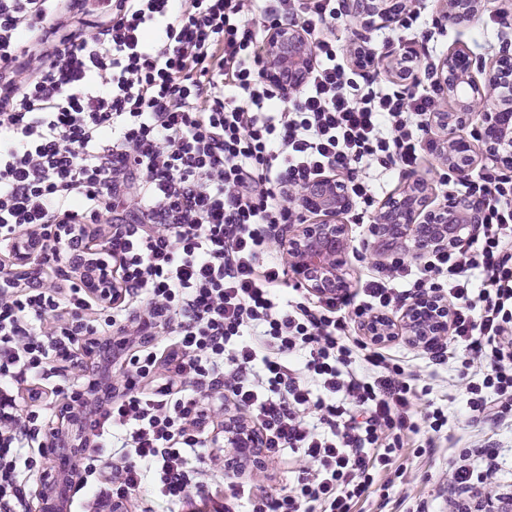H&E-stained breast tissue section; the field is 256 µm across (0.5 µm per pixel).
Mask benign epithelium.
Masks as SVG:
<instances>
[{
  "instance_id": "benign-epithelium-1",
  "label": "benign epithelium",
  "mask_w": 512,
  "mask_h": 512,
  "mask_svg": "<svg viewBox=\"0 0 512 512\" xmlns=\"http://www.w3.org/2000/svg\"><path fill=\"white\" fill-rule=\"evenodd\" d=\"M354 14L367 27L391 26L412 6V0H354ZM486 0H440L437 20L460 24L482 12ZM312 50L301 29L295 25L281 26L271 33L266 48L267 81L282 94L288 95L305 82ZM437 78L448 98L456 105L453 112L436 118L443 138L434 141L437 157L448 162V168L464 175L469 168L462 158H474L475 142L460 134L458 116L477 115L478 142L493 161L512 160V110L488 107L491 92L512 88V69L502 62L478 65L462 51H453L443 58ZM305 221L286 224L279 245L293 258L292 274L314 293L343 289L347 281L341 273L343 258L350 247L348 225L337 217L352 207L347 184L335 176H326L302 192ZM481 215L476 200L455 197L441 207H429L426 187L417 180L408 184L400 197L391 198L369 225L372 246L395 248L412 260H418L438 246L452 247L477 231ZM451 303L437 297H425L407 305L399 319L379 317L368 323L364 333L385 341L406 329L412 341L430 345L448 335ZM85 415L84 405L69 401L57 426L46 432L51 444L50 469L36 480L30 494L37 501L35 512H59L60 501L80 478L73 461L80 458L84 442L68 433ZM210 443L228 448L235 459H252L261 447L260 438L236 418L224 421V428Z\"/></svg>"
}]
</instances>
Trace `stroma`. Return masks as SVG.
Masks as SVG:
<instances>
[{"mask_svg": "<svg viewBox=\"0 0 512 512\" xmlns=\"http://www.w3.org/2000/svg\"><path fill=\"white\" fill-rule=\"evenodd\" d=\"M506 24L484 26L482 18L461 25L440 24L438 49L440 55L460 50L476 61H490L499 55L506 42H512V0H499ZM367 227H350L351 243L345 254L344 273L350 288H358L359 280L368 269L383 265L386 255H370L366 237ZM392 347L413 358L414 368L430 388L429 395L417 400V412H425L428 402H436L448 412V429L434 440L432 452H420L408 446L400 452L405 472L387 490L388 512H415L420 503H427L430 512H448L451 503H459L467 512H484L487 504H494L497 512H512V479L499 482L492 488L469 493L451 491L448 486V457L458 448L493 444L512 448V419L489 424L469 418L465 412L466 387L474 377L459 360L453 359L447 368H428L423 347L413 345L407 338H399Z\"/></svg>", "mask_w": 512, "mask_h": 512, "instance_id": "35a3bbf8", "label": "stroma"}]
</instances>
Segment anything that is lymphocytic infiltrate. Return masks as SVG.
<instances>
[{
  "label": "lymphocytic infiltrate",
  "mask_w": 512,
  "mask_h": 512,
  "mask_svg": "<svg viewBox=\"0 0 512 512\" xmlns=\"http://www.w3.org/2000/svg\"><path fill=\"white\" fill-rule=\"evenodd\" d=\"M345 0H0V243L29 229L36 282L0 262V405L31 400L84 336L130 345L120 392L82 429L113 451L87 456L85 487L124 502L152 487L185 507L219 497L205 447L211 398L250 416L270 462L295 481L251 512H355L409 441L440 433L442 408L415 417L420 376L362 329L371 318L439 295L451 332L432 366L462 352L485 365L468 387L476 419L512 416V171L444 175L476 199V235L419 265L390 257L356 292L292 299L280 225L303 221L299 194L325 176L348 183L353 223L373 213L382 182L416 174L444 92L434 32L412 8L399 20L405 88L383 85L378 48L363 62L330 28ZM297 25L313 48L305 84L267 82L266 44ZM111 258L123 292L97 305L81 268ZM164 344L139 345L146 327ZM49 417H0V512H17L26 440ZM505 473L498 449L460 448L450 487L486 489Z\"/></svg>",
  "instance_id": "1"
}]
</instances>
